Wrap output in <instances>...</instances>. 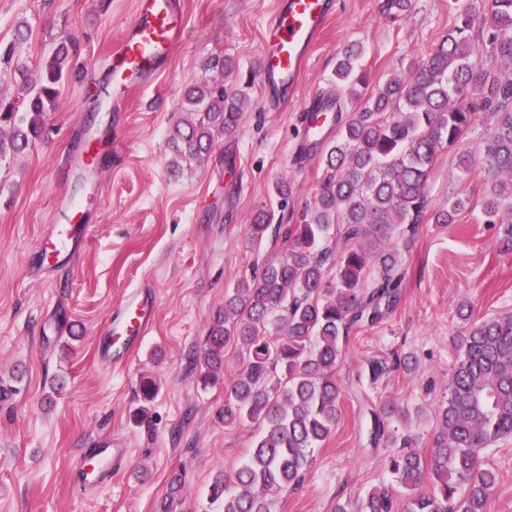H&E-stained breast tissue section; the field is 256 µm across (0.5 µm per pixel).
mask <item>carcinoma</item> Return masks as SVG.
<instances>
[{
    "label": "carcinoma",
    "instance_id": "obj_1",
    "mask_svg": "<svg viewBox=\"0 0 512 512\" xmlns=\"http://www.w3.org/2000/svg\"><path fill=\"white\" fill-rule=\"evenodd\" d=\"M452 6L454 25L437 48L412 62L406 79L378 87L338 126L325 155L327 176L303 223L274 228L263 215L249 226L257 242L274 230L284 255L224 297V320L211 328L203 357L192 359L207 385L223 368L226 347L246 350L242 367L224 380V424L253 425L257 434L232 476L219 474L211 485L210 497L224 500V512H272L275 492L301 484L312 449L329 438L341 414L336 368L350 331L399 302L400 257L415 225L453 224L469 206L471 198L459 193L432 206L426 186L438 153L454 147L476 120L468 102L476 84L493 118L482 158L489 185L479 205L485 223L500 225L504 243L512 245V78L478 62L483 47L512 66V0H453ZM76 54L75 42H60L38 80L24 78L14 97L0 98V160L48 136L46 119L61 106ZM361 55L351 47L336 62V86L351 98L364 85ZM204 70L220 71L221 79L204 77L184 89L181 109L190 118L177 121L168 138L176 168L201 162L215 139L237 126L246 102L224 84L235 71L233 59L211 58ZM404 224L407 235L393 238ZM333 230L346 248L336 259V282L328 285L324 265L331 252L324 244ZM372 266L379 275L367 284ZM465 309L459 308L461 354L436 413L431 455L411 450L412 439L393 426L399 419L393 404L373 412V440L397 448L388 468L407 494L405 512H485L499 476L483 453L512 437V314L473 320ZM398 366L407 367L408 359L371 360V380ZM357 509L395 512L393 493L376 489Z\"/></svg>",
    "mask_w": 512,
    "mask_h": 512
}]
</instances>
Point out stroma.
Masks as SVG:
<instances>
[{
    "mask_svg": "<svg viewBox=\"0 0 512 512\" xmlns=\"http://www.w3.org/2000/svg\"><path fill=\"white\" fill-rule=\"evenodd\" d=\"M275 2L180 0L181 40L153 82L116 111L105 59L133 19L136 0H0V47L14 48L11 62L0 63V96H13L21 79L37 80L60 38L80 47L63 103L49 116L48 140L0 161V512H162L169 496L171 512H222L210 484L235 471L255 431L225 425L223 383L202 386L190 361L223 317L225 295L263 259L283 254L281 241L253 243L248 227L255 215L300 223L320 191L322 152L302 165L294 158L304 101L335 93L336 59L348 44L362 45L363 69L375 87L407 77L410 62L435 49L454 24L450 0H411L398 17L383 14L382 0H334L296 93L275 109L260 70ZM22 24L32 34L19 41ZM216 54L235 59V86L247 103L237 127L203 163L173 171L167 137L182 116V91ZM489 132L487 116L479 115L456 148L439 153L426 188L430 204L462 191L472 202L454 224L417 225L402 257L400 303L351 334L336 370L343 390L336 429L315 448L300 486L275 495L274 512H335L337 504L391 485L390 449L370 440L373 411L394 403L416 450L429 452L458 354L460 304H469L476 319L512 313V248L498 225L483 221V169L461 182L450 178L457 154L482 158ZM88 134L101 143L100 164L83 178L70 158ZM116 137L126 143L117 156ZM283 180L284 205L274 194ZM74 199L90 224L88 244L61 268L33 269L29 258L40 237ZM144 287L156 297L148 336L123 365L100 362L96 336L113 308ZM393 355L410 357L412 370L370 382L368 360ZM146 377L160 390L138 425L132 414ZM102 441L126 449V457L109 482L77 491L74 464L82 449ZM484 456L499 474L487 512H512V437ZM177 475L184 485L174 493Z\"/></svg>",
    "mask_w": 512,
    "mask_h": 512,
    "instance_id": "1",
    "label": "stroma"
}]
</instances>
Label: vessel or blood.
<instances>
[{
	"label": "vessel or blood",
	"instance_id": "obj_1",
	"mask_svg": "<svg viewBox=\"0 0 512 512\" xmlns=\"http://www.w3.org/2000/svg\"><path fill=\"white\" fill-rule=\"evenodd\" d=\"M332 15V0H279L267 25L261 52V73L269 99L281 93H295L312 48L320 40ZM183 19L175 0H138L135 16L125 29L119 45L107 64L112 88L117 96L150 84L162 62L178 44ZM304 126H316L320 140L334 131L329 109L321 96H310L304 104ZM82 212L71 206L60 223L52 225L31 255L32 264L44 269L57 267L88 239L81 222ZM154 298L138 290L117 309L100 334V348L106 359H118L138 347L153 322ZM122 449L95 447L84 449L74 471L80 490L95 488L112 476V463Z\"/></svg>",
	"mask_w": 512,
	"mask_h": 512
}]
</instances>
